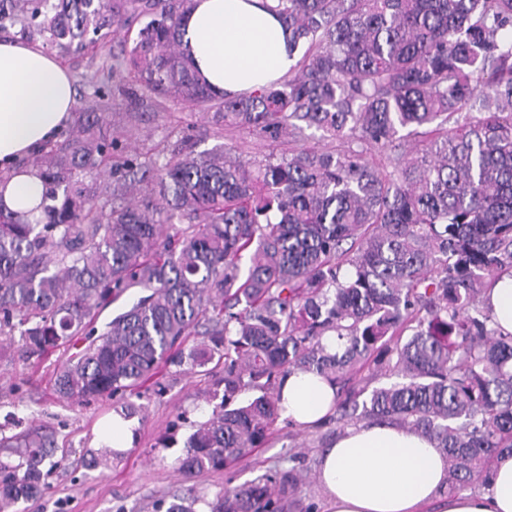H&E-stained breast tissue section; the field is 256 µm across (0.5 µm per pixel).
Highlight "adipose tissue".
Instances as JSON below:
<instances>
[{
    "mask_svg": "<svg viewBox=\"0 0 512 512\" xmlns=\"http://www.w3.org/2000/svg\"><path fill=\"white\" fill-rule=\"evenodd\" d=\"M276 0H198L184 24L190 53L205 80L227 95L251 93L285 77L299 51L274 10ZM68 70L25 41L0 38V171L9 180L0 203L35 207L45 192L24 158L39 152L74 119ZM280 417L300 428L330 414L334 390L319 375L292 371L279 383ZM327 512H512V454L497 458L482 491L445 495L448 461L433 440L394 425L347 428L318 457Z\"/></svg>",
    "mask_w": 512,
    "mask_h": 512,
    "instance_id": "adipose-tissue-1",
    "label": "adipose tissue"
}]
</instances>
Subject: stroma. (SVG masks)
<instances>
[{
	"label": "stroma",
	"mask_w": 512,
	"mask_h": 512,
	"mask_svg": "<svg viewBox=\"0 0 512 512\" xmlns=\"http://www.w3.org/2000/svg\"><path fill=\"white\" fill-rule=\"evenodd\" d=\"M74 80L76 109L102 106L103 100L86 77L96 69L90 53L73 52L60 58ZM127 72L111 76L110 130L124 154L159 146L180 147L184 152L224 151L257 164L268 155L288 157L296 147L336 149L334 140L320 131L306 130L300 143L271 140L258 132L219 128L211 110L182 102L139 94L126 95ZM57 355L40 359L24 356L16 344L0 337V424L11 414L27 417L29 424L53 431L58 442V467L46 472L44 491L33 501L18 503L15 512H153L154 505L173 494L194 490L214 499L222 490L248 483L262 475L287 476L288 512H325L326 502L316 467L320 452L344 431L345 423L329 420L313 431L278 422L264 447L242 462L219 470L188 475L175 468L184 456L195 422L211 412L205 402L216 388L215 376L168 365L159 376L163 392L152 384L142 388V408L134 419L138 439L120 461L95 465L91 461L102 445L112 419V400L88 406L60 400L52 392L51 378Z\"/></svg>",
	"instance_id": "1"
}]
</instances>
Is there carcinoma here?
<instances>
[{
  "mask_svg": "<svg viewBox=\"0 0 512 512\" xmlns=\"http://www.w3.org/2000/svg\"><path fill=\"white\" fill-rule=\"evenodd\" d=\"M194 6L0 0V31L100 54L131 11L143 19L133 47L104 55L90 83L125 69L151 94L202 106L216 93L184 41ZM276 11L307 46L300 68L224 98L215 123L293 140L315 127L339 148L258 166L155 147L127 157L104 133L108 113H81L30 161L46 184L40 218L3 213L0 189V336L29 354L75 349L53 390L79 405L138 397L169 362L222 368V401L191 435L185 473L251 456L279 419L280 378L316 372L339 420L433 439L452 493L512 454V333L482 300L512 273V0H277ZM432 124L413 153H387L399 129ZM102 171L112 184L99 195L83 178ZM132 288L144 294L98 328ZM378 373L400 381L368 389ZM0 447L23 449L0 462L9 512L42 494L57 444L0 426ZM200 503L288 512V480L157 509Z\"/></svg>",
  "mask_w": 512,
  "mask_h": 512,
  "instance_id": "cac0c4a2",
  "label": "carcinoma"
}]
</instances>
